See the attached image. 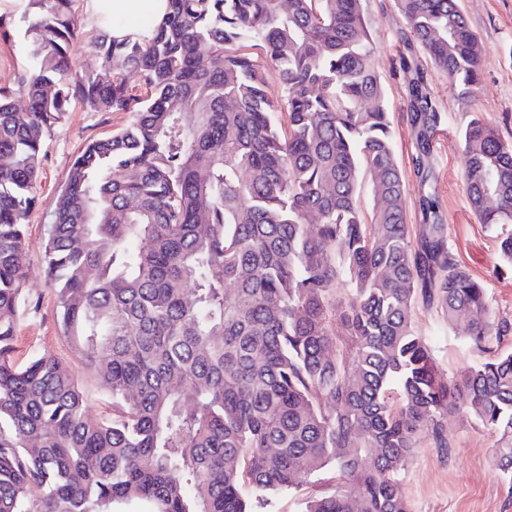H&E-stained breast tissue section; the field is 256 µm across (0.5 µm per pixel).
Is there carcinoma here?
<instances>
[{
  "mask_svg": "<svg viewBox=\"0 0 512 512\" xmlns=\"http://www.w3.org/2000/svg\"><path fill=\"white\" fill-rule=\"evenodd\" d=\"M74 3L0 13L23 48L0 82V512H254L327 468L304 512H409L400 473L422 442L448 447L458 412L512 479V320L448 246L435 195L406 224L361 0H168L149 37L100 28L79 73ZM395 4L407 46L472 97L483 46L458 0ZM400 66L424 185L442 115L415 59ZM74 101L129 114L71 162L44 247L60 332L110 418L57 359H15L38 307L25 220ZM461 137L480 223L512 224V142L478 117ZM420 304L485 354L455 381L413 328Z\"/></svg>",
  "mask_w": 512,
  "mask_h": 512,
  "instance_id": "obj_1",
  "label": "carcinoma"
}]
</instances>
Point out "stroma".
<instances>
[{
	"mask_svg": "<svg viewBox=\"0 0 512 512\" xmlns=\"http://www.w3.org/2000/svg\"><path fill=\"white\" fill-rule=\"evenodd\" d=\"M459 5L484 47L479 90L471 102L461 104L443 72L431 64L427 55H420L430 91L442 114L432 146L435 179L425 188L413 173L414 132L408 121L405 77L400 68L404 23L394 0H363V13L374 40L376 69L385 92L395 155L405 173L406 221L420 224V197L424 191L435 192L448 226L450 248L461 265L484 284L493 310L512 318V271L499 269L497 248L499 237L512 232V227L478 223L462 177L461 140V131L474 114L498 129L503 138L512 140V0H459ZM75 9L82 33L71 43L70 57L77 69L85 71L96 64L93 39L98 24L92 0H76ZM127 120L125 113L90 112L75 102L45 145L37 181L38 203L26 220L24 287L39 308L25 315L19 326L18 358L45 354L73 370L81 368L57 324L56 297L44 271V243L52 202L73 158L86 143L112 134ZM413 327L428 342L446 377H455L482 359L461 329L446 324L438 309L417 306ZM445 429L447 447L425 444L416 448L401 473L410 512H512V481L491 471L493 435L462 415L449 417Z\"/></svg>",
	"mask_w": 512,
	"mask_h": 512,
	"instance_id": "35a3bbf8",
	"label": "stroma"
}]
</instances>
